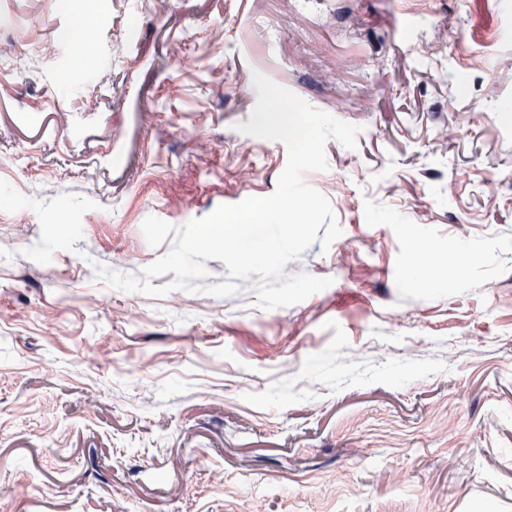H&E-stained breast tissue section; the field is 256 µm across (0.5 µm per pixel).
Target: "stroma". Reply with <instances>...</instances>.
Listing matches in <instances>:
<instances>
[{
    "instance_id": "35a3bbf8",
    "label": "stroma",
    "mask_w": 512,
    "mask_h": 512,
    "mask_svg": "<svg viewBox=\"0 0 512 512\" xmlns=\"http://www.w3.org/2000/svg\"><path fill=\"white\" fill-rule=\"evenodd\" d=\"M86 6L0 5V512H512V0ZM257 72L360 128L329 286L97 281L274 192Z\"/></svg>"
}]
</instances>
